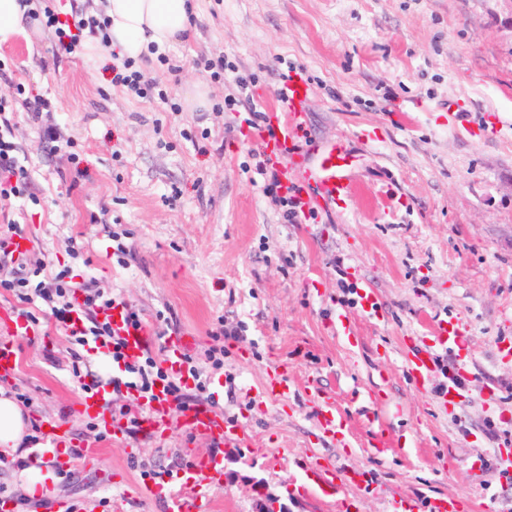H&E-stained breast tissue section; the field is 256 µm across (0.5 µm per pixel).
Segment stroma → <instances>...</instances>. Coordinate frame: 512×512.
I'll return each mask as SVG.
<instances>
[{
    "label": "stroma",
    "mask_w": 512,
    "mask_h": 512,
    "mask_svg": "<svg viewBox=\"0 0 512 512\" xmlns=\"http://www.w3.org/2000/svg\"><path fill=\"white\" fill-rule=\"evenodd\" d=\"M165 54L168 66L151 73L176 112L113 87L84 55L56 57L49 29L1 46L0 98L29 189L0 210L33 239L31 259L139 309L152 350L192 338L190 356L221 388L225 414L249 425L260 458L176 428L162 443L139 433L112 441L77 412L73 346L43 322L30 336L0 330L19 360L4 387L27 395L30 422H67L61 453L92 444L100 456L66 475L40 463L32 493L25 471L0 467V494L15 512H52L56 499L78 512H113L116 500L126 512H162L141 473L185 468L176 451L190 448L224 459L206 512H257L261 487L285 512H333L332 497L300 490L311 456L362 475L346 489L354 512H392L395 491L416 512L441 494L462 512H512V358L501 353L512 345V0H199L191 34ZM201 55L254 75L267 106L283 73H305L307 163L334 140L357 158L344 207L284 222L251 183L261 134L217 111L226 88L194 66ZM201 80L209 106L189 110L185 93ZM34 96L50 103L86 177L45 147L24 103ZM104 206L108 223H95ZM363 288L376 317L360 308ZM340 311L355 317L357 342L337 336ZM221 320L243 331L215 370L204 351ZM441 321L459 325L455 349L436 341ZM425 349L435 368L421 390L407 360ZM461 364V394L443 404L447 373ZM275 367L296 387L285 403L260 395ZM317 391L346 416L354 447L323 436Z\"/></svg>",
    "instance_id": "obj_1"
}]
</instances>
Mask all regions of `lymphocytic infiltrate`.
<instances>
[{"instance_id": "f902f5d3", "label": "lymphocytic infiltrate", "mask_w": 512, "mask_h": 512, "mask_svg": "<svg viewBox=\"0 0 512 512\" xmlns=\"http://www.w3.org/2000/svg\"><path fill=\"white\" fill-rule=\"evenodd\" d=\"M38 21L44 27L53 29L58 54H77L84 36L100 41L108 39L107 20L88 16L72 22L63 18L62 12L48 0ZM197 68L208 72L211 79L229 85L230 91L224 97L226 111L243 115L248 127L261 129L266 120L262 102L250 92L253 80L239 72L238 68L224 58L201 56L195 59ZM113 85L122 86L144 98L157 94L160 100H167L166 92L158 91L157 80L150 78L145 69L135 61L126 59L112 68ZM16 145L6 131L0 130V199L16 198L25 195L28 188V173L18 166ZM255 158V172L263 182L264 193L275 197L282 207V217L289 224H298L306 215L300 208L294 189L284 188L279 174L263 151L252 153ZM15 224H8L0 233V267L9 266L6 277H0V289L10 293L18 303L19 314L28 324H39L40 320L51 321L57 331L64 333L79 346L95 341L106 347L114 364L123 366L124 380L115 382L114 394L125 393L139 398H149L154 387L165 385L176 401L190 403L194 393L204 392L206 384L195 367H188L186 376L178 377L166 371L151 353H144L136 360L125 358L124 341L115 336L108 321L99 317L100 311L111 307L114 295L101 288L74 282L69 270L49 271L43 260L15 258L8 242L16 234ZM43 300L48 309L44 316H37L30 306L35 300Z\"/></svg>"}]
</instances>
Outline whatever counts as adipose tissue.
Segmentation results:
<instances>
[{
    "label": "adipose tissue",
    "instance_id": "1",
    "mask_svg": "<svg viewBox=\"0 0 512 512\" xmlns=\"http://www.w3.org/2000/svg\"><path fill=\"white\" fill-rule=\"evenodd\" d=\"M195 11L194 0H97L95 14L110 21L109 42L87 39L85 56L92 63L113 52L122 59L148 56L185 35ZM27 434V413L0 388V451L16 452Z\"/></svg>",
    "mask_w": 512,
    "mask_h": 512
}]
</instances>
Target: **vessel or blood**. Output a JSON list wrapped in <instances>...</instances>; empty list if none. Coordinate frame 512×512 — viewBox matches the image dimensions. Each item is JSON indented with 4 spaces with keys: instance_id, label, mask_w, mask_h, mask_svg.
<instances>
[{
    "instance_id": "b4317fda",
    "label": "vessel or blood",
    "mask_w": 512,
    "mask_h": 512,
    "mask_svg": "<svg viewBox=\"0 0 512 512\" xmlns=\"http://www.w3.org/2000/svg\"><path fill=\"white\" fill-rule=\"evenodd\" d=\"M309 95V84L298 74H291L277 94L279 102L274 110L273 137L267 139L266 150L278 164L281 171H288L290 164L303 160L302 150L297 142L301 136L303 106ZM354 159L339 142H331L317 156L314 169L304 171L306 191L302 196L305 211L320 212L330 205L347 203L353 193V186L347 178ZM106 317L113 331L125 341V354L128 359H136L150 347L152 331L149 325L131 327L125 321V308L122 301H114L106 310ZM188 341L173 338L164 346L163 366L171 374H181L184 358L188 351ZM88 390L82 394L79 405L82 412L100 416L105 430L118 438L123 436L126 419L108 411L112 385L97 377H88ZM317 420L320 429L340 443H348V421L324 397H317ZM141 431L152 438H165L171 428H178L187 435L202 437L224 443L228 448L252 446L253 441L245 424L227 418L221 408L210 403L177 404L164 386L153 390L152 398L139 413ZM61 437L58 424H49L40 439L41 446L35 449V457L56 459V445ZM224 471L223 458L192 457L189 466L180 479L173 481L167 475H160L151 491L165 503V512H205L203 501L211 489L214 478ZM308 473L317 488L339 490L343 476L341 466L315 461L309 463Z\"/></svg>"
}]
</instances>
